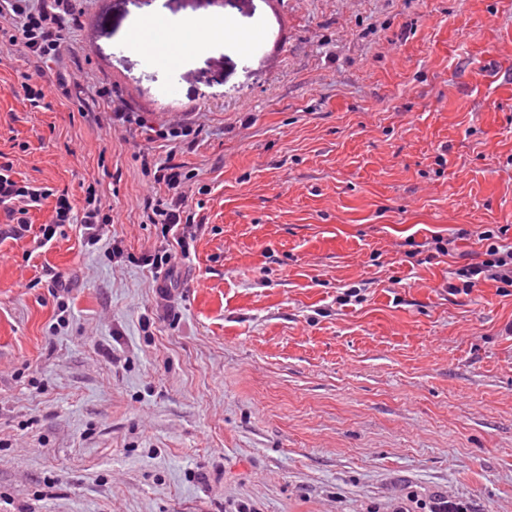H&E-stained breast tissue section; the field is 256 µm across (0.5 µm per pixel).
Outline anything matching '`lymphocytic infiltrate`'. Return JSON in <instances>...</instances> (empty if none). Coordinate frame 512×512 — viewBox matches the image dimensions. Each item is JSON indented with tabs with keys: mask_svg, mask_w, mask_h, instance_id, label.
I'll return each instance as SVG.
<instances>
[{
	"mask_svg": "<svg viewBox=\"0 0 512 512\" xmlns=\"http://www.w3.org/2000/svg\"><path fill=\"white\" fill-rule=\"evenodd\" d=\"M83 24V13L76 10L74 0H0V45L21 46L34 64L37 79L23 86L31 106H39L49 94L72 99L76 77L64 62L62 49ZM50 68L56 71L54 82L39 83V76ZM98 94L103 102L102 111L95 117L99 126H144L142 113L137 112L111 83H101ZM138 157L145 167L153 169L155 183L165 189L164 196L145 200L144 215L149 223L162 225L164 235L172 237L182 254H189L193 236L183 222L189 195L185 190L187 176L182 165L169 160L159 161L147 147L139 149ZM48 201L53 204V219L42 225L40 236L34 241L36 248L45 247L59 228L70 224L94 243L109 235L112 214L105 209L96 189H87L85 203L78 208L70 201L67 192L15 180L12 163L1 162L0 242L23 239L32 227L30 211L41 208ZM507 233L504 226L481 232L482 251L468 252L467 263L457 271L463 289H472L488 280L512 286V245L505 242Z\"/></svg>",
	"mask_w": 512,
	"mask_h": 512,
	"instance_id": "lymphocytic-infiltrate-1",
	"label": "lymphocytic infiltrate"
}]
</instances>
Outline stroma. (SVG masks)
Instances as JSON below:
<instances>
[{
    "label": "stroma",
    "mask_w": 512,
    "mask_h": 512,
    "mask_svg": "<svg viewBox=\"0 0 512 512\" xmlns=\"http://www.w3.org/2000/svg\"><path fill=\"white\" fill-rule=\"evenodd\" d=\"M76 6L81 106L23 102L0 48V154L96 185L124 256L0 243V512H512V287L454 291L433 244L512 225V0H164L263 38L175 71L125 50L135 0ZM105 79L157 124L200 107L166 309L146 134L91 120ZM168 257L169 256L167 255V250H165L162 255H159L156 258L153 257L151 261L150 258L146 259V264L151 265L153 269H156V279L159 280V282L156 285V288L162 300H165L167 297V294L169 292L168 288H170L171 286V282L170 285H168L167 281L174 271L173 267H168L162 271L163 266H167L169 264Z\"/></svg>",
    "instance_id": "35a3bbf8"
}]
</instances>
